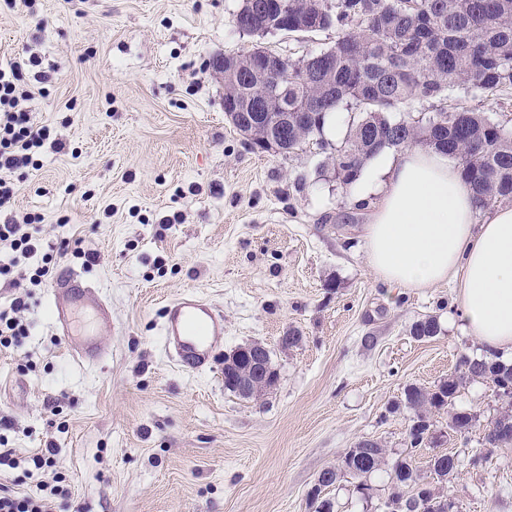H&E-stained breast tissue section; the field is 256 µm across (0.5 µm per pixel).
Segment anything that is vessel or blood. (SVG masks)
Wrapping results in <instances>:
<instances>
[{
	"label": "vessel or blood",
	"instance_id": "obj_1",
	"mask_svg": "<svg viewBox=\"0 0 512 512\" xmlns=\"http://www.w3.org/2000/svg\"><path fill=\"white\" fill-rule=\"evenodd\" d=\"M50 303L55 324L66 337L73 358L84 366L103 362L107 353L97 333L85 332L76 324V315L90 313L97 322L112 318V308L82 275L73 269H59L51 282ZM164 348L185 368L199 370L209 363L224 337V315L211 302L194 293H185L168 302L163 313Z\"/></svg>",
	"mask_w": 512,
	"mask_h": 512
}]
</instances>
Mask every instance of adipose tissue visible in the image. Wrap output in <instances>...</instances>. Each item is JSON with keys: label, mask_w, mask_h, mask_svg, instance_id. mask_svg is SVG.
Segmentation results:
<instances>
[{"label": "adipose tissue", "mask_w": 512, "mask_h": 512, "mask_svg": "<svg viewBox=\"0 0 512 512\" xmlns=\"http://www.w3.org/2000/svg\"><path fill=\"white\" fill-rule=\"evenodd\" d=\"M367 264L376 279L426 288L459 275L471 336L512 357V206L478 219L476 194L447 155L413 147L373 160L364 193Z\"/></svg>", "instance_id": "ef3b65f1"}]
</instances>
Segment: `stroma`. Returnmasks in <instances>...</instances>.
<instances>
[{
	"instance_id": "stroma-1",
	"label": "stroma",
	"mask_w": 512,
	"mask_h": 512,
	"mask_svg": "<svg viewBox=\"0 0 512 512\" xmlns=\"http://www.w3.org/2000/svg\"><path fill=\"white\" fill-rule=\"evenodd\" d=\"M241 0H0V61L34 56L50 80L26 108L62 149L44 147L23 179L16 217L40 216L57 258L112 305L98 332L109 355L72 359L34 289L20 350H0V434L21 468L0 487L36 490L49 472L23 465L48 448L65 469L52 512H315L319 474L359 441L386 450L362 500L342 477L322 496L333 512H384L399 460L418 470L437 452L460 465L440 491L457 512H512V447L486 452L482 435L502 402L491 383L467 382L452 410L476 417L468 437L431 416L411 451L407 385L431 389L479 356L463 330L455 279L405 288L367 265L368 213L317 148L251 150L224 114L213 56L263 46L298 58L333 45L335 30L294 40L247 36ZM453 99L512 132V91L458 89ZM95 254L92 263L73 250ZM196 293L224 314V339L205 370L178 366L161 336L164 306ZM436 316L419 340L411 324ZM300 341L282 348L280 338ZM259 342L278 379L259 398L227 391L224 356Z\"/></svg>"
}]
</instances>
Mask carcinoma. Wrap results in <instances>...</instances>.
<instances>
[{
  "label": "carcinoma",
  "mask_w": 512,
  "mask_h": 512,
  "mask_svg": "<svg viewBox=\"0 0 512 512\" xmlns=\"http://www.w3.org/2000/svg\"><path fill=\"white\" fill-rule=\"evenodd\" d=\"M272 24L260 34L312 35L334 29V44L297 60L258 46L250 67L237 69L241 54H224L226 97L233 99L237 130L246 119L259 124L266 150L290 154L309 145L325 154L326 163L343 186L356 181L366 161L386 148L421 144L457 159L472 185L480 207L512 199V133L481 112L449 104L451 93L470 88L485 95L512 89V0H288V14L279 16L277 0H243L234 14L240 33ZM276 96V112L288 113V125L270 134L262 127L258 102ZM437 104L432 120H392L389 113L410 110L417 103ZM354 112L342 143L324 138L330 113ZM440 332L437 317L416 320L410 334L419 340ZM483 380L499 391L512 385V365L488 358L463 356L459 374L428 390L409 385L404 405L413 411L407 428L410 447H420L430 429L431 414L452 406L463 383ZM474 415L450 413L449 427L467 436ZM502 429L496 447L512 445V410L504 408L493 422ZM386 449L361 440L349 449L337 470H325L312 490L319 500L344 471L363 478L379 469ZM427 468L442 481L457 470L452 455L438 452ZM388 512H446L444 499L432 482L407 460L395 464Z\"/></svg>",
  "instance_id": "carcinoma-1"
}]
</instances>
